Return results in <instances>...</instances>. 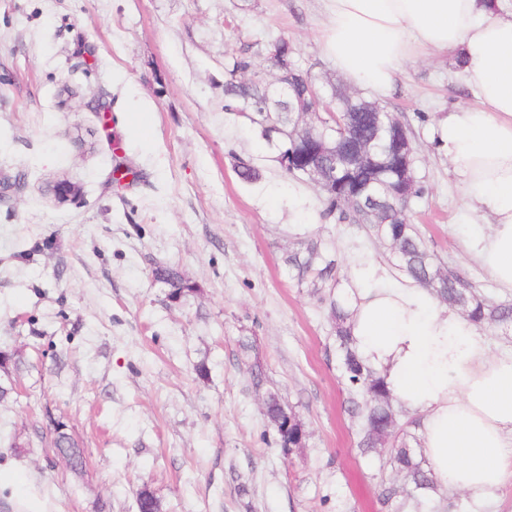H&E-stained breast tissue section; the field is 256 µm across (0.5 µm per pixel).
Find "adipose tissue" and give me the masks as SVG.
Here are the masks:
<instances>
[{"mask_svg": "<svg viewBox=\"0 0 512 512\" xmlns=\"http://www.w3.org/2000/svg\"><path fill=\"white\" fill-rule=\"evenodd\" d=\"M324 54L353 83L391 96L410 60L460 54L477 98L437 123L436 145L462 178L466 219L489 217L472 243L512 293V0H325ZM351 334L396 398L419 414L436 484L483 502L512 477V355L487 353L476 326L425 288H371L353 262Z\"/></svg>", "mask_w": 512, "mask_h": 512, "instance_id": "adipose-tissue-1", "label": "adipose tissue"}]
</instances>
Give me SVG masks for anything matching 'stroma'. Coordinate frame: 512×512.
<instances>
[{
	"mask_svg": "<svg viewBox=\"0 0 512 512\" xmlns=\"http://www.w3.org/2000/svg\"><path fill=\"white\" fill-rule=\"evenodd\" d=\"M326 22L324 0H0V512H138L144 490L160 512H389L398 475L358 448L328 308L284 259L314 235L341 269L402 274L224 109L225 60L274 77L279 37L323 89L372 100L323 53ZM473 101L455 57H421L381 105L414 142L413 224L444 269L510 303L467 247L488 221L461 224V178L435 149L438 118ZM133 112L147 133L124 126ZM165 265L194 292L169 299ZM271 393L301 447H281ZM59 422L79 471L50 447Z\"/></svg>",
	"mask_w": 512,
	"mask_h": 512,
	"instance_id": "35a3bbf8",
	"label": "stroma"
}]
</instances>
